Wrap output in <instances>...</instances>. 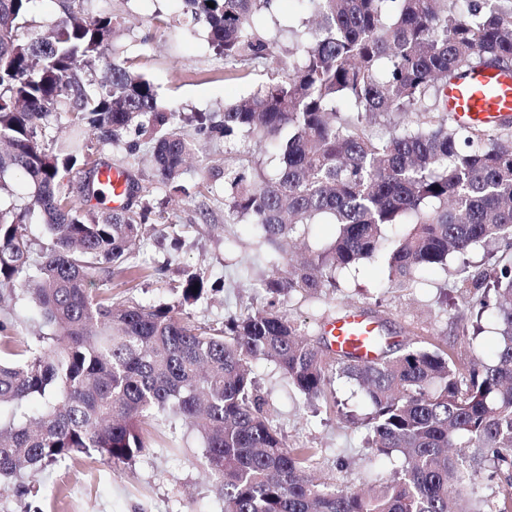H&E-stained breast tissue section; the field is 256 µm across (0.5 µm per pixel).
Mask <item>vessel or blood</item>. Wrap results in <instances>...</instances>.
<instances>
[{"instance_id": "b4317fda", "label": "vessel or blood", "mask_w": 512, "mask_h": 512, "mask_svg": "<svg viewBox=\"0 0 512 512\" xmlns=\"http://www.w3.org/2000/svg\"><path fill=\"white\" fill-rule=\"evenodd\" d=\"M447 107L460 123L492 126L512 116V70L477 68L449 81L446 89ZM99 181L111 203H118L124 194L128 174L125 170L104 163ZM324 333L334 347L355 352L361 360L377 357L373 341L376 321L364 312L347 311L342 317L327 322Z\"/></svg>"}]
</instances>
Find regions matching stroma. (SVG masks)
<instances>
[{
    "label": "stroma",
    "mask_w": 512,
    "mask_h": 512,
    "mask_svg": "<svg viewBox=\"0 0 512 512\" xmlns=\"http://www.w3.org/2000/svg\"><path fill=\"white\" fill-rule=\"evenodd\" d=\"M88 7L124 18L112 57L118 63L134 60L156 86L159 107L220 113L268 75L263 65L243 78L227 74L223 59L208 47L203 24L183 15L181 0H90ZM159 14L171 19L170 28H158ZM306 16L300 0H272L264 26L284 44L289 27L301 26ZM182 180L193 188L192 197H175L167 205L178 231L153 225L131 259L139 277L115 275L99 288L116 302L158 305L174 299L183 271L200 269L221 287L199 300L191 313L196 321L219 327L230 316L265 306L255 285L270 271L268 251L256 225L225 223L223 182L197 191L201 174L193 164ZM511 259L512 246L478 247L466 256H451L448 268L424 271L414 282L396 288L386 262L376 256L337 274L335 287L320 296H295L282 300L279 308L313 333L322 318L342 309L364 308L383 322L386 332L410 335L425 347L445 350L464 367L474 355L492 360L498 341L495 314L485 312L483 329L474 338L459 336L460 325L470 323L471 317L451 270L465 264L470 271H486ZM252 371L266 409L289 447L311 449L312 477L360 490L401 468L403 457L398 453L373 459L364 443L366 429L337 414V400L357 414L366 413L367 401L354 381L332 380L325 397L310 404L273 363L257 361ZM149 432L151 446L132 467L115 470L75 455L43 473L36 496H21L12 489L0 492V512H222V501L202 463L198 433L166 418Z\"/></svg>",
    "instance_id": "obj_1"
}]
</instances>
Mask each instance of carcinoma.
I'll list each match as a JSON object with an SVG mask.
<instances>
[{
    "label": "carcinoma",
    "mask_w": 512,
    "mask_h": 512,
    "mask_svg": "<svg viewBox=\"0 0 512 512\" xmlns=\"http://www.w3.org/2000/svg\"><path fill=\"white\" fill-rule=\"evenodd\" d=\"M32 2L0 0V195L18 172L34 187L29 202L0 205V304L32 303L48 331L17 344L0 323V407L39 396L45 408L32 425L0 422V486L37 493L40 474L75 453L124 468L148 447L147 421L173 417L201 434L223 512H509L512 262L454 270L463 293L495 294L496 357L466 376L448 354L381 328L378 358L363 362L275 304L334 288L336 272L377 255L402 288L452 254L512 239V120L463 125L443 97L458 74L512 68V0H300L313 22L286 47L261 27L271 0H182L185 15L207 23L227 71L270 67L221 117H193L198 135L231 154L222 168L201 165L203 179L224 182V223L257 225L272 249L259 284L266 308L216 328L188 312L207 292L200 272L173 303L114 304L96 292L114 273H133L143 225L173 219L133 177L128 197L138 203L97 216L73 203L65 176L93 165L87 195L97 197L96 145L124 143L133 166L147 138L167 195L188 197L181 175L193 144L183 113L158 106L134 63L109 59L123 18L58 0L57 18L34 34ZM57 112L74 137L47 136ZM379 122L389 127L382 139L372 133ZM264 146L279 157L272 173L257 160ZM35 218L53 246L32 276ZM322 220L336 238L289 257L287 241ZM405 223L409 233L386 234ZM256 360L274 363L308 401L333 374L355 381L369 407L360 419L368 447L400 452L401 469L363 494L308 480V453L289 447L264 409ZM486 462L502 489L467 507L461 488Z\"/></svg>",
    "instance_id": "obj_1"
}]
</instances>
